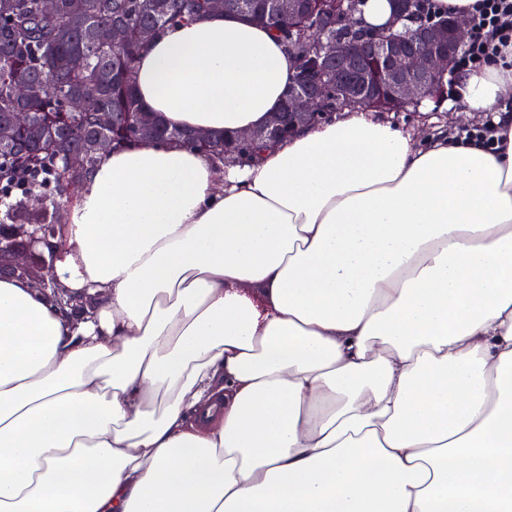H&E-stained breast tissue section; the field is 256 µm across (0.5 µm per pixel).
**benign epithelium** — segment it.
<instances>
[{
	"instance_id": "1",
	"label": "benign epithelium",
	"mask_w": 512,
	"mask_h": 512,
	"mask_svg": "<svg viewBox=\"0 0 512 512\" xmlns=\"http://www.w3.org/2000/svg\"><path fill=\"white\" fill-rule=\"evenodd\" d=\"M360 0H348L346 7L339 8L327 17L324 26H311L301 37L305 56L312 58L316 66H298V85L288 93V100L281 112L273 113L268 122L248 132L234 136L233 144H224V160L230 166L237 163L232 146H274L294 136L313 124L327 105L323 73L325 66L360 68L371 64L381 73L383 81L366 92L368 98L381 95L389 106L400 111L419 104L425 99L438 100L445 94L443 86L434 79L447 74L454 67L456 50L469 38L465 21L450 17L441 23L430 24L420 19L414 9L415 0H392V17L381 28L370 33L357 32L351 38H338L328 34L338 20L347 17L361 24L357 15ZM308 0H260L257 7L241 4L232 8L228 0H209L210 9L238 15L255 22L277 20L293 28L305 24ZM411 23L405 36L394 35V28L401 21ZM160 130L154 116L141 112L133 132L123 146H133L144 140H156ZM9 223L0 224V278L8 277L37 288L58 309H69L71 315H84L92 308V302L66 287L58 275L57 263L62 258L63 243L67 239V224H32L17 217V205L10 202Z\"/></svg>"
}]
</instances>
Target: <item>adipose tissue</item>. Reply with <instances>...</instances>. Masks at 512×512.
<instances>
[{"instance_id":"obj_1","label":"adipose tissue","mask_w":512,"mask_h":512,"mask_svg":"<svg viewBox=\"0 0 512 512\" xmlns=\"http://www.w3.org/2000/svg\"><path fill=\"white\" fill-rule=\"evenodd\" d=\"M296 67L208 12L143 47L135 88L238 133ZM458 97L491 141L346 110L223 172L102 154L58 264L95 309L0 278V512H512V48Z\"/></svg>"}]
</instances>
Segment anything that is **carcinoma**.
<instances>
[{
	"label": "carcinoma",
	"mask_w": 512,
	"mask_h": 512,
	"mask_svg": "<svg viewBox=\"0 0 512 512\" xmlns=\"http://www.w3.org/2000/svg\"><path fill=\"white\" fill-rule=\"evenodd\" d=\"M73 0H55L54 15H43L40 0H0V194L37 190L48 208L34 221L54 224L57 184L81 179L97 163L101 139L123 142L142 107L134 93L135 62L144 43L140 32L154 33L208 12L207 0H85L75 11ZM336 9L333 0H314L308 21L315 23ZM117 29L121 41L98 42L101 29ZM362 70L326 78L329 111H336V84H358ZM26 82L25 98L14 95ZM83 100V109L71 107ZM24 112L27 122L15 123ZM99 112H124L115 128L97 121ZM71 153L77 167L60 166Z\"/></svg>",
	"instance_id": "carcinoma-1"
}]
</instances>
